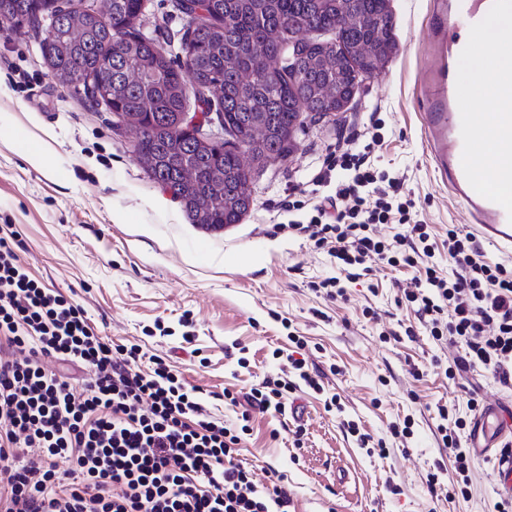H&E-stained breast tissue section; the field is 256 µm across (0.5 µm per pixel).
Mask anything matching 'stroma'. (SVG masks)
I'll return each mask as SVG.
<instances>
[{"mask_svg": "<svg viewBox=\"0 0 512 512\" xmlns=\"http://www.w3.org/2000/svg\"><path fill=\"white\" fill-rule=\"evenodd\" d=\"M435 0H390L397 48L363 77L343 111L305 119L287 157L253 166L252 204L240 223L211 231L190 223L179 200L135 159L133 134L100 102L61 87L32 31H0V226L15 225L20 264L46 287L81 303L113 344L139 343L168 357L197 388L212 419L234 425L239 410L225 391L245 394L288 372L302 350L319 389L290 393L283 414H254L241 460L265 487L275 470L290 494L288 512H494L495 464H473L471 495L431 492L429 474L455 473L438 431V408H466L471 393L503 398L512 387L476 369L448 377L437 360L462 347L437 345L405 303L412 269L374 266L330 300L311 288L333 277L326 253L284 231L307 221L316 198L335 186L318 181L336 147L382 122L368 162L398 177L413 212L439 241L435 262L451 271L442 242L468 217L427 148L420 82L430 64L422 43ZM188 19L175 0H145L142 34L169 53L181 51ZM51 170L29 161L36 148ZM338 397L342 412L327 411ZM411 419L408 439L390 426ZM359 433L384 439L386 456L368 455Z\"/></svg>", "mask_w": 512, "mask_h": 512, "instance_id": "stroma-1", "label": "stroma"}]
</instances>
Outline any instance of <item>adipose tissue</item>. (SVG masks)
I'll use <instances>...</instances> for the list:
<instances>
[{
	"mask_svg": "<svg viewBox=\"0 0 512 512\" xmlns=\"http://www.w3.org/2000/svg\"><path fill=\"white\" fill-rule=\"evenodd\" d=\"M467 49L459 66L466 73L485 72L486 68L512 70V6L496 14L478 39L463 36Z\"/></svg>",
	"mask_w": 512,
	"mask_h": 512,
	"instance_id": "adipose-tissue-1",
	"label": "adipose tissue"
}]
</instances>
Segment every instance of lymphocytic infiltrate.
<instances>
[{
  "label": "lymphocytic infiltrate",
  "instance_id": "f902f5d3",
  "mask_svg": "<svg viewBox=\"0 0 512 512\" xmlns=\"http://www.w3.org/2000/svg\"><path fill=\"white\" fill-rule=\"evenodd\" d=\"M380 140L371 132L337 156L335 193L289 234L333 259L337 275L318 284L333 300L373 265L419 270L405 300L435 341L465 348L446 375L466 364L511 385L512 265L488 261L476 236L452 225L456 270L439 272L437 242L414 219L400 179L367 166ZM382 224L402 230L385 236ZM18 236L0 230V512H285L287 491H258L239 455L252 411L284 412L296 382L268 379L230 395L240 425L209 419L163 358L139 370L140 346L112 345L79 303L32 278L18 261ZM47 358L82 369L81 385L48 372ZM438 413L457 491L468 495L470 451L459 436L467 421L445 406Z\"/></svg>",
  "mask_w": 512,
  "mask_h": 512
}]
</instances>
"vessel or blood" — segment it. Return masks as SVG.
<instances>
[{
	"label": "vessel or blood",
	"instance_id": "vessel-or-blood-1",
	"mask_svg": "<svg viewBox=\"0 0 512 512\" xmlns=\"http://www.w3.org/2000/svg\"><path fill=\"white\" fill-rule=\"evenodd\" d=\"M503 0H440L425 49L435 58L422 77L425 134L441 174L467 212L471 228L489 243L512 249V74L500 73L486 90L499 102L495 112H472L467 90L473 80L452 59L461 46L459 25L477 36ZM512 422L496 402L476 419L473 451L484 457Z\"/></svg>",
	"mask_w": 512,
	"mask_h": 512
}]
</instances>
